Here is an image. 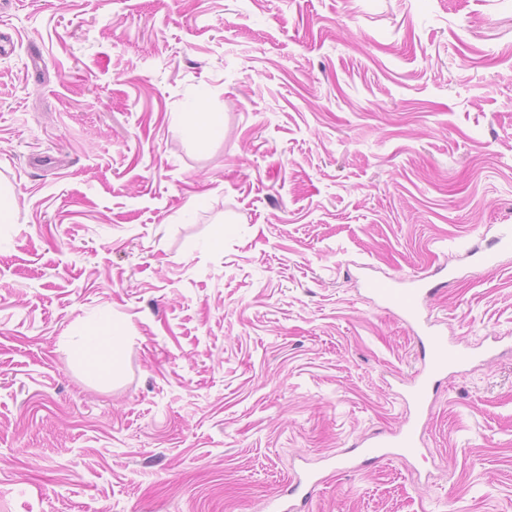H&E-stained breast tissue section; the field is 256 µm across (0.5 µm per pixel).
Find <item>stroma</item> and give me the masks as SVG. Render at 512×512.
<instances>
[{
  "mask_svg": "<svg viewBox=\"0 0 512 512\" xmlns=\"http://www.w3.org/2000/svg\"><path fill=\"white\" fill-rule=\"evenodd\" d=\"M0 34V512H263L310 472L305 512H512V0H0ZM422 275L476 357L418 457L364 461L422 364L364 282ZM114 332H117V328L112 325L110 317L105 315L85 325L72 341V354L85 363L89 374L97 376L120 361L121 352L116 347ZM112 338L111 349L108 345Z\"/></svg>",
  "mask_w": 512,
  "mask_h": 512,
  "instance_id": "35a3bbf8",
  "label": "stroma"
}]
</instances>
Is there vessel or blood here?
<instances>
[{
	"mask_svg": "<svg viewBox=\"0 0 512 512\" xmlns=\"http://www.w3.org/2000/svg\"><path fill=\"white\" fill-rule=\"evenodd\" d=\"M367 287L389 308L400 311L408 323L419 328V343L422 348L428 349L429 355L423 369L416 372L412 382L411 403L416 413L415 419L396 433L393 440L369 444L365 452L373 459L383 460L387 457L386 447L391 446L401 449L405 454L413 455L416 454L420 443L417 416L425 411L431 390H434L439 377L447 375L452 368L466 364L471 358V353L464 348L449 346L447 337L435 330L424 316L423 309L434 290L423 280H413L411 287L401 288L387 280L373 279L368 281Z\"/></svg>",
	"mask_w": 512,
	"mask_h": 512,
	"instance_id": "vessel-or-blood-1",
	"label": "vessel or blood"
}]
</instances>
